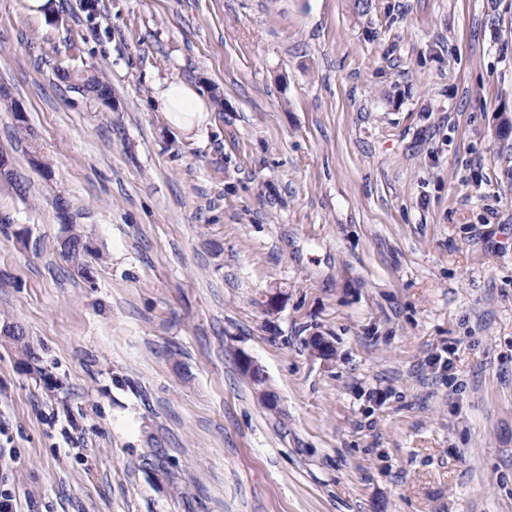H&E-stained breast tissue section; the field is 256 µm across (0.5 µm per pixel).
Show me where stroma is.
I'll list each match as a JSON object with an SVG mask.
<instances>
[{"instance_id": "obj_1", "label": "stroma", "mask_w": 512, "mask_h": 512, "mask_svg": "<svg viewBox=\"0 0 512 512\" xmlns=\"http://www.w3.org/2000/svg\"><path fill=\"white\" fill-rule=\"evenodd\" d=\"M0 86L16 512H512V0H0ZM199 91L188 83L171 81L157 87L156 99L169 121L192 127L193 121L187 116H197L200 122L210 112L208 99ZM69 230L73 232L71 241L64 246L60 242V253L63 258L85 278L92 279V268L89 264L88 257L93 254L86 235L75 224H68ZM12 324L13 322L6 320L3 321V326L1 327V336L3 333L5 338L8 339V342L13 345L17 353L18 365L25 372L30 374L36 373L40 379L43 380L46 389L52 391L56 388L53 378L51 375L46 373L44 368L38 365L40 358L29 341H27L25 336H23L21 328ZM13 327H17L19 329L18 334L12 333Z\"/></svg>"}]
</instances>
